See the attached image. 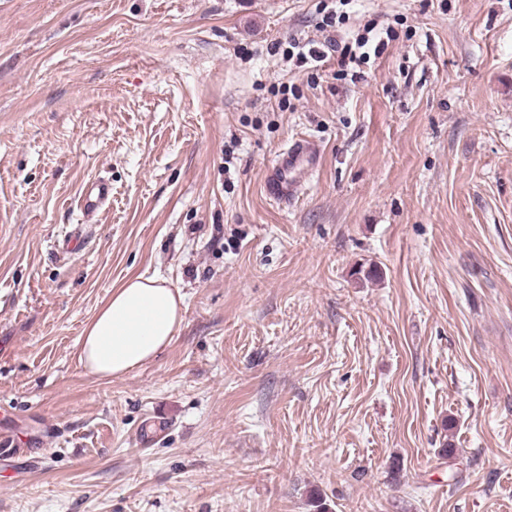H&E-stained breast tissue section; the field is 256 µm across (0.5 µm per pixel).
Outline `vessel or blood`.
I'll use <instances>...</instances> for the list:
<instances>
[{
	"mask_svg": "<svg viewBox=\"0 0 512 512\" xmlns=\"http://www.w3.org/2000/svg\"><path fill=\"white\" fill-rule=\"evenodd\" d=\"M319 153L316 142L308 138L294 140L287 149L282 150L266 182L270 198L277 201L294 198L302 186L303 176L315 167ZM111 197V184L97 179L87 186L80 205L84 212L94 213L104 207Z\"/></svg>",
	"mask_w": 512,
	"mask_h": 512,
	"instance_id": "b4317fda",
	"label": "vessel or blood"
}]
</instances>
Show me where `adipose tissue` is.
<instances>
[{
    "label": "adipose tissue",
    "instance_id": "ef3b65f1",
    "mask_svg": "<svg viewBox=\"0 0 512 512\" xmlns=\"http://www.w3.org/2000/svg\"><path fill=\"white\" fill-rule=\"evenodd\" d=\"M182 308V295L164 278L126 279L84 327L80 365L100 378H122L170 345L183 321Z\"/></svg>",
    "mask_w": 512,
    "mask_h": 512
}]
</instances>
